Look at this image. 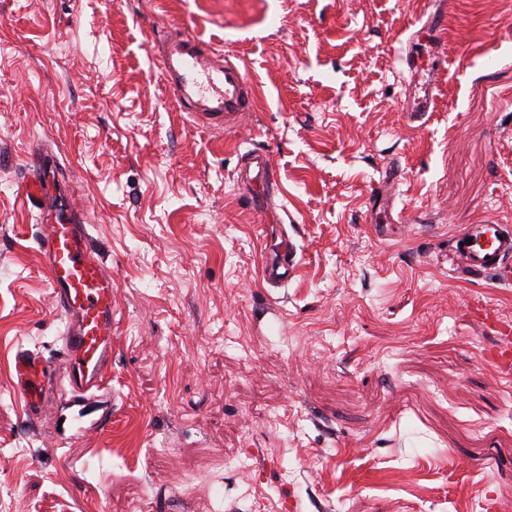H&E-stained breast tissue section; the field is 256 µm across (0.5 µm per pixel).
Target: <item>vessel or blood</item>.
Returning <instances> with one entry per match:
<instances>
[{
    "label": "vessel or blood",
    "mask_w": 512,
    "mask_h": 512,
    "mask_svg": "<svg viewBox=\"0 0 512 512\" xmlns=\"http://www.w3.org/2000/svg\"><path fill=\"white\" fill-rule=\"evenodd\" d=\"M158 67L169 97L209 130L243 121L254 107L255 90L245 68L199 39L182 35L168 40ZM241 167L247 186L261 185L265 201L273 202L279 185L263 153L243 154ZM23 197L44 224L39 252L55 310L66 320L59 352L69 385L65 402L80 412L93 401L111 402L106 380L112 368V272L96 252L79 209H62L52 160L38 157ZM458 239L455 252L463 272H498L512 258V230L496 221L467 225ZM294 263L292 247L280 242L265 265L266 280L281 284ZM13 361V389L29 422L37 423L61 399L56 372L41 354L21 346Z\"/></svg>",
    "instance_id": "b4317fda"
}]
</instances>
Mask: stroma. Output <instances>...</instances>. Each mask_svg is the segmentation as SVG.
Listing matches in <instances>:
<instances>
[{
  "label": "stroma",
  "instance_id": "obj_1",
  "mask_svg": "<svg viewBox=\"0 0 512 512\" xmlns=\"http://www.w3.org/2000/svg\"><path fill=\"white\" fill-rule=\"evenodd\" d=\"M447 2L434 74L405 61L431 0H0V512H512L488 357L512 276L459 278L452 251L512 226V0ZM176 31L245 67L241 125L167 95L150 45ZM250 150L273 207L238 185ZM40 153L112 271L115 408L87 435L11 389L16 348L56 360L64 331L20 197ZM267 162L264 154L259 151H248L241 155V167L246 178V188H252L257 183L261 184L263 198L267 204L271 205L274 198L278 197L280 190L274 170L268 166ZM295 253L292 244L288 246V240H282L265 265L264 276L275 287L288 278V270L294 266Z\"/></svg>",
  "mask_w": 512,
  "mask_h": 512
}]
</instances>
